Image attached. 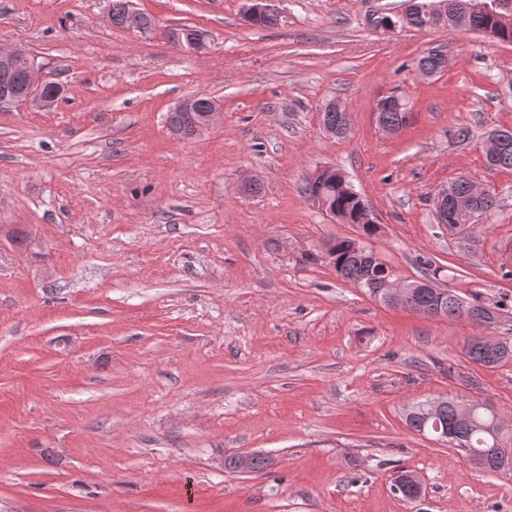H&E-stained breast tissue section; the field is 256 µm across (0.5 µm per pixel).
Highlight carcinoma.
I'll use <instances>...</instances> for the list:
<instances>
[{"label": "carcinoma", "mask_w": 512, "mask_h": 512, "mask_svg": "<svg viewBox=\"0 0 512 512\" xmlns=\"http://www.w3.org/2000/svg\"><path fill=\"white\" fill-rule=\"evenodd\" d=\"M246 20L253 26L273 27L277 25L278 14L269 9L259 15H246ZM108 21L115 27L134 30L138 33H148L154 30L155 21L150 15L138 10L127 8V0H111V11ZM408 24L415 28L435 29L454 28L452 21L438 23L430 17L416 14L405 20L398 16L392 18L384 15L378 18L377 26L395 30ZM467 30L479 32L486 38L498 42L512 43V24L502 23L495 12H478L472 15L471 25ZM212 107V100L201 97L197 101V112L188 117L180 112L168 115V124L173 132L183 139L196 136V124ZM410 107L399 110H389L378 113V121L388 125L403 128L410 119ZM322 125L336 130V135L344 138L348 134L343 123L342 113L327 108L322 113ZM305 192L309 198L322 199L328 208L336 212V217L346 224H354L358 228L361 240L353 238H338L329 242L323 252L325 261L333 266L341 278L360 287L369 297L387 304L385 293L382 291L384 279L394 274V270L374 252L367 248L363 240H370L381 232V225L362 222L365 202L360 197L350 194L341 188L340 178L336 174L316 180L307 179ZM470 185L467 177L460 176L448 183V198L457 203L455 224L447 225L448 231L454 227L461 229L474 228L470 222L469 213L480 210L492 213L497 207L496 195L488 194L479 202L469 200ZM421 265L430 274L423 283L415 286L414 304L406 310L425 317L455 319H472L484 324H490L495 319L491 308L484 305L480 298L465 299L448 293L445 290H434L430 285L435 283L439 268L433 266V261L420 259ZM467 356L473 362L484 366H497L512 360V344L499 341L490 347L484 343H471ZM456 401L448 400L445 407L434 412L428 402L417 403L406 413V423L420 434L440 437V434L455 430L460 437V444L467 448L465 455L478 469L487 473L512 475V451L501 455L497 448L505 443L504 426L498 415L484 405L473 407V414L468 419H460L456 412Z\"/></svg>", "instance_id": "carcinoma-1"}]
</instances>
